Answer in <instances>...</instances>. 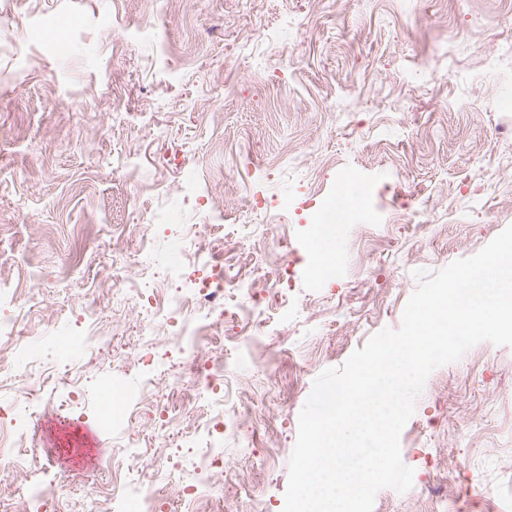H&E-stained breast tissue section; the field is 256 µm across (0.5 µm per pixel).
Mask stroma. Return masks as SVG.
<instances>
[{
    "mask_svg": "<svg viewBox=\"0 0 512 512\" xmlns=\"http://www.w3.org/2000/svg\"><path fill=\"white\" fill-rule=\"evenodd\" d=\"M357 206L333 241L337 277L311 261L314 225L347 177ZM224 200L211 224L206 193ZM154 222L149 248L128 227ZM199 226L224 264L252 277L267 257L290 274L260 341L236 334L252 306L239 290L209 355L222 394L141 400L195 327L170 312L193 287L195 255L153 274ZM512 225V0H0V419L31 413L18 455L63 493L56 512H89L110 485L95 448L59 444L66 420L103 447L138 450L130 467L162 512L210 454L224 475L204 512H282L299 414L314 381L368 339L399 329L413 273L471 257ZM127 293L112 298V261ZM151 281L165 336L141 344L138 297ZM35 334L56 354L37 388L17 360ZM110 381L141 404L107 426ZM223 418L224 433L206 425ZM405 493L378 491L373 512H427L426 491L456 512H512V346L482 342L434 370L401 434Z\"/></svg>",
    "mask_w": 512,
    "mask_h": 512,
    "instance_id": "35a3bbf8",
    "label": "stroma"
}]
</instances>
